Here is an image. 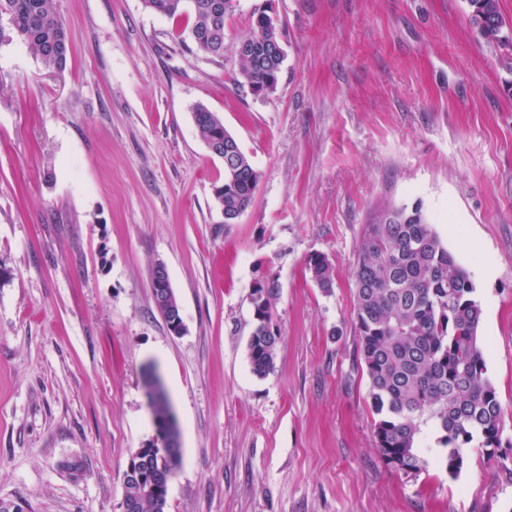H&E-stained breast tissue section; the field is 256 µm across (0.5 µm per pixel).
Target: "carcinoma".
<instances>
[{
  "mask_svg": "<svg viewBox=\"0 0 512 512\" xmlns=\"http://www.w3.org/2000/svg\"><path fill=\"white\" fill-rule=\"evenodd\" d=\"M214 0H144L145 6L169 17L192 14L189 37L198 51L224 53L201 39L213 22ZM469 21L489 43L512 45V27L501 13L500 0H467ZM0 13L9 16L11 30L49 70H62L70 52L69 37L53 0H0ZM246 37L265 43L281 42L278 25H251ZM240 83L275 90L282 61L278 56L240 57ZM198 130L202 138L221 119L204 106ZM259 172L245 155L224 167V192L218 194L227 213H243L253 202ZM389 221L365 225L353 271L355 319L360 365L369 381V399L378 416L374 438L379 453L393 455L399 470L417 473L424 460L415 448L420 419L427 415L440 432L438 443L447 449L448 475L464 466L461 449L474 444L491 459L502 447V405L479 345L482 308L468 272L442 242L420 205L389 207ZM314 282L325 292L333 287L327 259L317 254L307 263ZM278 284L263 280L251 293L255 326L248 341L252 372L264 377L274 366L280 339L272 324ZM182 458L161 452L140 457L143 471L160 479L172 478ZM125 497L140 499L139 512H167L168 498L145 491V483L124 474Z\"/></svg>",
  "mask_w": 512,
  "mask_h": 512,
  "instance_id": "cac0c4a2",
  "label": "carcinoma"
}]
</instances>
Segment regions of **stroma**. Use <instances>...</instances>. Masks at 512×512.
<instances>
[{
  "instance_id": "1",
  "label": "stroma",
  "mask_w": 512,
  "mask_h": 512,
  "mask_svg": "<svg viewBox=\"0 0 512 512\" xmlns=\"http://www.w3.org/2000/svg\"><path fill=\"white\" fill-rule=\"evenodd\" d=\"M267 2L285 57L258 96L234 78ZM54 6L62 71L0 39V499L119 512L129 458L155 434L153 370L183 452L168 512H512V48L476 35L466 0H235L218 57L195 49L189 17L143 0ZM200 104L260 173L233 224ZM417 203L474 282L503 407V447L465 449L454 478L430 420L425 469L385 463L357 359L364 227ZM160 263L178 336L152 296ZM262 275L280 288L281 339L259 377L247 343ZM308 271L314 282L325 292L333 287V273L327 259L317 254L311 257L307 263Z\"/></svg>"
}]
</instances>
